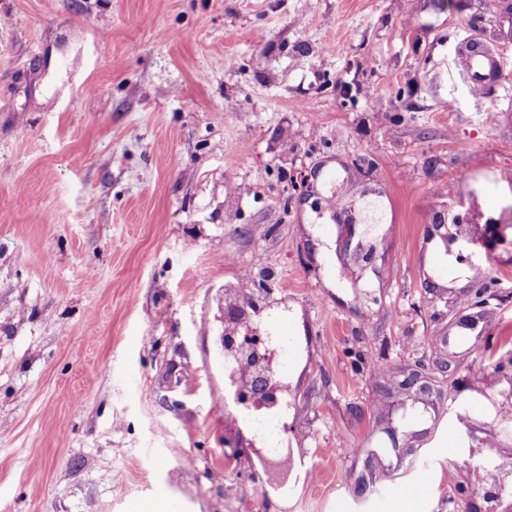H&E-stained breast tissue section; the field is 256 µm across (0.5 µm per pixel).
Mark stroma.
Listing matches in <instances>:
<instances>
[{
	"label": "stroma",
	"mask_w": 512,
	"mask_h": 512,
	"mask_svg": "<svg viewBox=\"0 0 512 512\" xmlns=\"http://www.w3.org/2000/svg\"><path fill=\"white\" fill-rule=\"evenodd\" d=\"M510 3L0 0V512H512ZM230 295L302 350L279 461ZM454 61L460 76L472 83H481L500 75L498 52L478 41L463 40ZM429 489V473L425 468L414 470L411 477L387 489V496L393 498L415 499L425 495Z\"/></svg>",
	"instance_id": "35a3bbf8"
}]
</instances>
